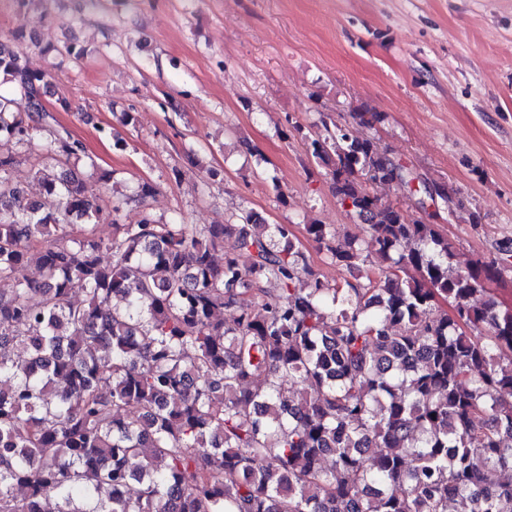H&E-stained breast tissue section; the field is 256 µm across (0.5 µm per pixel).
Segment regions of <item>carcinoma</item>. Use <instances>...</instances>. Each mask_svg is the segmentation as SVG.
Returning <instances> with one entry per match:
<instances>
[{"label":"carcinoma","mask_w":512,"mask_h":512,"mask_svg":"<svg viewBox=\"0 0 512 512\" xmlns=\"http://www.w3.org/2000/svg\"><path fill=\"white\" fill-rule=\"evenodd\" d=\"M12 39L0 42V82L20 92L0 95V512H512V307L486 287L497 260L456 267L431 222L439 186L345 127L305 139L367 230L304 232L356 282L329 283L293 225L253 211L202 229L145 212L102 239L97 225L154 186L105 201L78 176L84 145L58 132L34 171L43 198H22L3 174L11 146L43 129L48 81L21 48H56ZM392 183L421 218L368 188Z\"/></svg>","instance_id":"1"}]
</instances>
